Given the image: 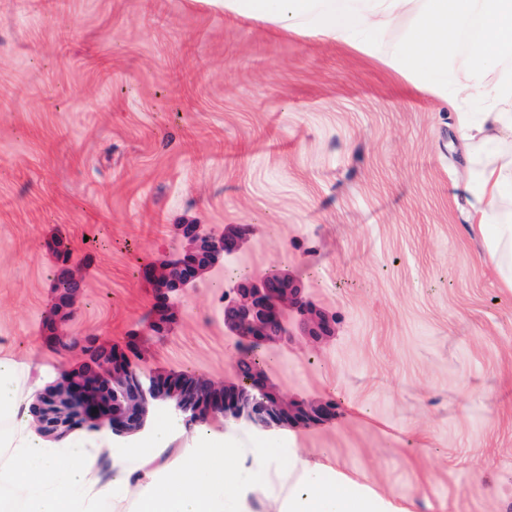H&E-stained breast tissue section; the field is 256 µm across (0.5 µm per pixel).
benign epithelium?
<instances>
[{
  "mask_svg": "<svg viewBox=\"0 0 512 512\" xmlns=\"http://www.w3.org/2000/svg\"><path fill=\"white\" fill-rule=\"evenodd\" d=\"M250 233L245 224H226L220 231L205 224L177 225L180 246L173 255L141 268V279L152 290V303L144 329L133 333L125 351L96 334L63 339L62 326L79 309L84 277L68 249L50 241L58 276L68 288L54 296L44 322L46 341L64 356L79 350L85 361L78 367H62L57 379L30 404L32 424L41 436L61 442L76 433L106 428L118 439L133 438L144 430L151 409L168 404L193 416H222L226 423L258 431L307 427L331 419L336 412L333 402L288 397L269 382L259 364L250 366L248 391L238 382L220 385L198 375L144 377L131 362L128 351L140 349L142 337L167 335L179 318L176 297L231 263ZM224 328L238 340V363L245 349L282 342L296 329L321 342L334 335L335 319L309 297L299 280L278 272L243 276L233 283L231 296L224 301Z\"/></svg>",
  "mask_w": 512,
  "mask_h": 512,
  "instance_id": "obj_1",
  "label": "benign epithelium"
}]
</instances>
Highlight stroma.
<instances>
[{"label": "stroma", "instance_id": "stroma-1", "mask_svg": "<svg viewBox=\"0 0 512 512\" xmlns=\"http://www.w3.org/2000/svg\"><path fill=\"white\" fill-rule=\"evenodd\" d=\"M373 54L205 0H0V358L20 390L81 363L44 342L48 241L84 266L72 333L124 345L148 314L140 265L177 224H247L234 263L177 296L141 372L233 382L231 275L285 271L336 319L262 352L334 418L293 447L412 512H512V292L468 228L457 100Z\"/></svg>", "mask_w": 512, "mask_h": 512}]
</instances>
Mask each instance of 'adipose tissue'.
<instances>
[{"label":"adipose tissue","instance_id":"obj_1","mask_svg":"<svg viewBox=\"0 0 512 512\" xmlns=\"http://www.w3.org/2000/svg\"><path fill=\"white\" fill-rule=\"evenodd\" d=\"M225 11L284 30L349 44L369 54L376 37L413 18L388 67L445 97L455 56L454 33L477 26L469 44L471 80L455 96L487 84L512 98V0H212ZM468 164L459 185L467 195L470 230L512 291V109L457 115ZM18 365L0 359V512H410L370 484L328 464H313L281 441L245 442L202 431L195 447L174 459L165 451L183 431L158 415L129 448L74 440L47 445L29 427ZM112 475L102 479L101 461Z\"/></svg>","mask_w":512,"mask_h":512}]
</instances>
